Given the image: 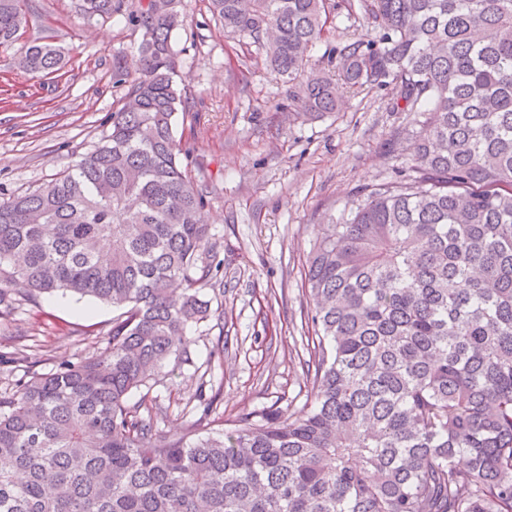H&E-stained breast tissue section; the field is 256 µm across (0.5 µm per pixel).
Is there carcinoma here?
I'll return each mask as SVG.
<instances>
[{
	"label": "carcinoma",
	"instance_id": "carcinoma-1",
	"mask_svg": "<svg viewBox=\"0 0 512 512\" xmlns=\"http://www.w3.org/2000/svg\"><path fill=\"white\" fill-rule=\"evenodd\" d=\"M110 15L117 0H83ZM294 82L327 0H209ZM376 35L309 73L298 113L338 86L390 90L425 120L411 158L343 224L319 225L305 278L309 400L174 437L129 394L189 361L211 315L205 196L174 121L175 0H147L112 132L38 189L0 200V306L71 292L120 310L97 354L0 398V512H512V0H370ZM21 0H0V46ZM25 68L60 69L33 44Z\"/></svg>",
	"mask_w": 512,
	"mask_h": 512
}]
</instances>
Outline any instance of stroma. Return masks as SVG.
I'll list each match as a JSON object with an SVG mask.
<instances>
[{"label":"stroma","instance_id":"obj_1","mask_svg":"<svg viewBox=\"0 0 512 512\" xmlns=\"http://www.w3.org/2000/svg\"><path fill=\"white\" fill-rule=\"evenodd\" d=\"M310 55L334 72L336 45L372 34L365 0H350ZM144 0H120L109 16H86L82 0H24L20 43L0 47V198L28 192L94 150L130 83L142 31L130 18ZM173 32L177 86L188 111L176 120L181 159L206 206L208 246L224 261V285L206 289L213 317L191 327L190 362L134 391L159 431L204 436L253 412L282 413L307 399L305 292L308 254L321 224L344 223L349 208L408 160L422 115L396 112L388 91L365 86L337 111L305 117L290 110L297 89L272 74L261 46L224 30L208 0H178ZM48 43L64 67L37 76L19 63L22 47ZM0 315V396L24 375L91 356L117 311L70 293L12 294ZM212 400L202 415L200 400Z\"/></svg>","mask_w":512,"mask_h":512}]
</instances>
